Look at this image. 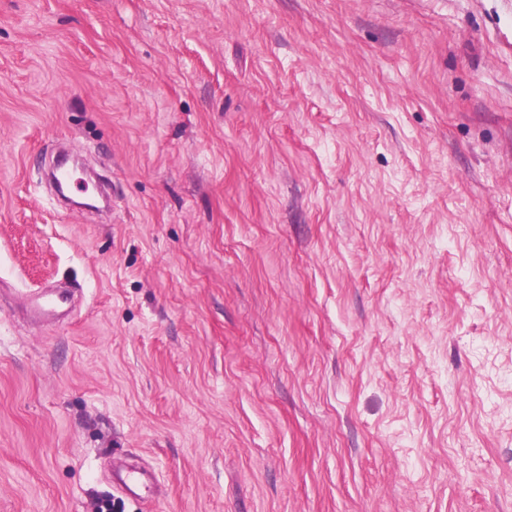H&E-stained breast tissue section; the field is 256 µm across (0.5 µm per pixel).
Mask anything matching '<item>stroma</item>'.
I'll use <instances>...</instances> for the list:
<instances>
[{"mask_svg": "<svg viewBox=\"0 0 512 512\" xmlns=\"http://www.w3.org/2000/svg\"><path fill=\"white\" fill-rule=\"evenodd\" d=\"M100 501L512 512V0H0V512Z\"/></svg>", "mask_w": 512, "mask_h": 512, "instance_id": "35a3bbf8", "label": "stroma"}]
</instances>
